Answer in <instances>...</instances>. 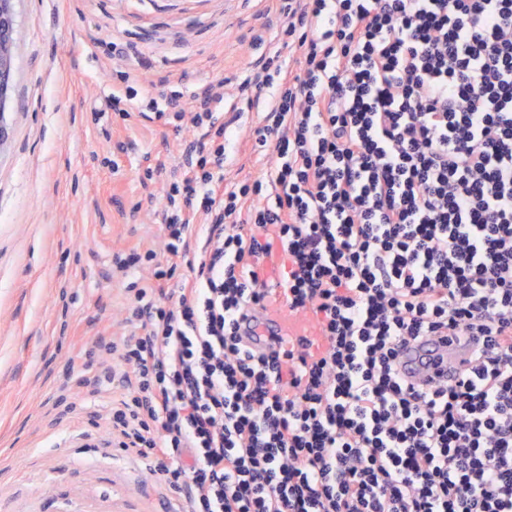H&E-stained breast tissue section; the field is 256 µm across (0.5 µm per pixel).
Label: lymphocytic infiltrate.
<instances>
[{
	"mask_svg": "<svg viewBox=\"0 0 512 512\" xmlns=\"http://www.w3.org/2000/svg\"><path fill=\"white\" fill-rule=\"evenodd\" d=\"M249 47L187 105L112 78L107 108L186 139L85 399L183 512H512V0H269ZM251 307L288 340L246 350ZM431 336L472 349L418 390L396 361Z\"/></svg>",
	"mask_w": 512,
	"mask_h": 512,
	"instance_id": "1",
	"label": "lymphocytic infiltrate"
}]
</instances>
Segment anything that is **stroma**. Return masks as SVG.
Returning a JSON list of instances; mask_svg holds the SVG:
<instances>
[{
  "mask_svg": "<svg viewBox=\"0 0 512 512\" xmlns=\"http://www.w3.org/2000/svg\"><path fill=\"white\" fill-rule=\"evenodd\" d=\"M0 125V512H164L166 490L80 418L47 411L73 344L118 332L113 256L158 228L133 206L176 181L183 138L105 108L114 64L191 91L249 59L264 0H14ZM95 59L76 60L77 47ZM164 167L148 185L144 153Z\"/></svg>",
  "mask_w": 512,
  "mask_h": 512,
  "instance_id": "1",
  "label": "stroma"
}]
</instances>
